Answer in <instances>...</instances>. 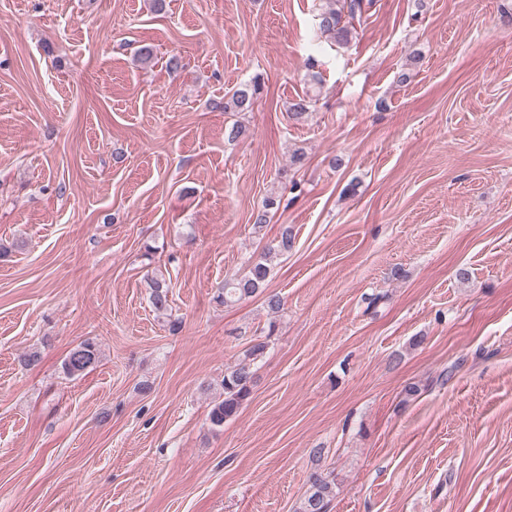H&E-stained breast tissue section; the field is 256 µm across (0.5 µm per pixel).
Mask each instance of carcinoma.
I'll use <instances>...</instances> for the list:
<instances>
[{
	"label": "carcinoma",
	"mask_w": 512,
	"mask_h": 512,
	"mask_svg": "<svg viewBox=\"0 0 512 512\" xmlns=\"http://www.w3.org/2000/svg\"><path fill=\"white\" fill-rule=\"evenodd\" d=\"M330 5L319 14L316 33L334 40L338 44L349 41L355 24L362 22L366 12L365 0H329ZM259 93V85L245 84L236 89L232 95L224 99V111L247 112L252 109L254 99ZM316 99L305 94L288 105L289 117L295 120L303 118L312 111ZM281 200L274 194L268 195L262 209L258 211L254 225L259 227L268 222L271 210L279 208ZM293 246V237L289 230H284L276 244L267 248L264 256L248 264L247 271L240 277L227 279L219 288L218 299L225 305L250 298L267 288L270 264L278 255L287 252ZM151 289L150 299L154 309L162 314L168 312L169 286L166 280L159 277L148 279ZM270 336H257L244 353V358L224 371L221 382L223 392L213 404L209 420L213 428L224 426V422L237 415L244 403L249 399L255 378L253 366L261 358L267 347ZM99 359L96 345L83 341L73 348L62 362L63 372L68 376H76L93 368ZM309 492L300 504L297 512H328L330 497L336 488L335 478L330 473L318 468L310 474Z\"/></svg>",
	"instance_id": "1"
}]
</instances>
